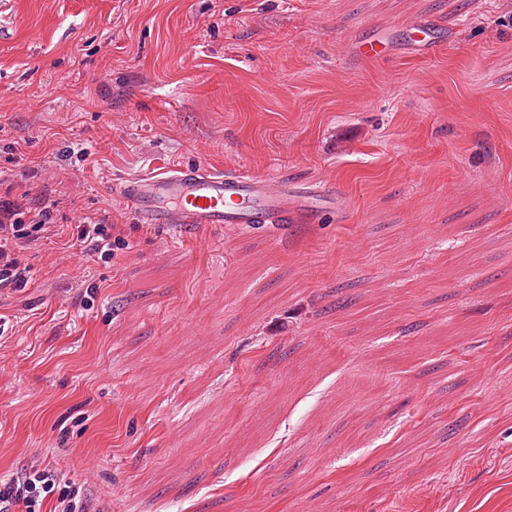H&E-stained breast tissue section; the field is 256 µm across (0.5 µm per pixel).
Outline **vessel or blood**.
Returning <instances> with one entry per match:
<instances>
[{"label":"vessel or blood","mask_w":512,"mask_h":512,"mask_svg":"<svg viewBox=\"0 0 512 512\" xmlns=\"http://www.w3.org/2000/svg\"><path fill=\"white\" fill-rule=\"evenodd\" d=\"M121 194L141 223L184 230L208 224H291L317 216L333 198L328 187L292 192L284 182L202 167L132 181Z\"/></svg>","instance_id":"b4317fda"}]
</instances>
